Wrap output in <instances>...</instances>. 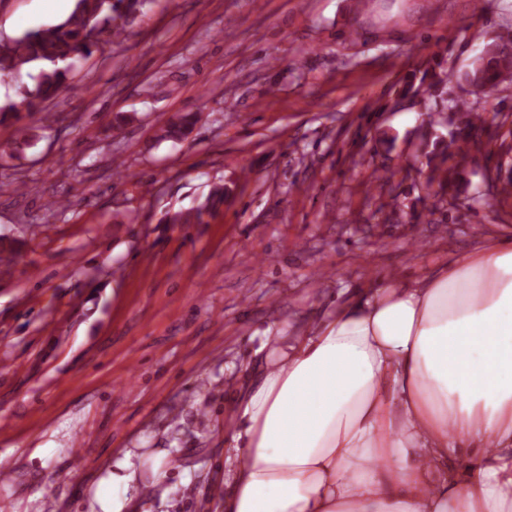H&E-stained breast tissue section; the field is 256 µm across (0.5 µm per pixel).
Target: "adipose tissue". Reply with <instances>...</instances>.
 Returning a JSON list of instances; mask_svg holds the SVG:
<instances>
[{
	"label": "adipose tissue",
	"instance_id": "obj_1",
	"mask_svg": "<svg viewBox=\"0 0 512 512\" xmlns=\"http://www.w3.org/2000/svg\"><path fill=\"white\" fill-rule=\"evenodd\" d=\"M224 512H512V237L274 337Z\"/></svg>",
	"mask_w": 512,
	"mask_h": 512
}]
</instances>
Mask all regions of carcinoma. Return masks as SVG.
Returning <instances> with one entry per match:
<instances>
[{
    "label": "carcinoma",
    "mask_w": 512,
    "mask_h": 512,
    "mask_svg": "<svg viewBox=\"0 0 512 512\" xmlns=\"http://www.w3.org/2000/svg\"><path fill=\"white\" fill-rule=\"evenodd\" d=\"M142 5L143 0H76L74 10L63 21L29 31L15 39L0 40V78L17 77L30 66L40 67L34 89L19 87L27 111H39L43 104L55 99L64 90L76 62L92 55L111 21L118 17L127 22L134 20ZM509 58L512 59V46L500 44L490 56L476 59L466 73L456 75L448 72L438 62L436 66L440 71L426 70L420 77L413 73L403 81L404 96L421 103L429 97L438 98L443 103L438 110L440 114L466 113L448 138L438 137L425 143L429 174L421 183V189L443 207L457 208L461 205V186L452 177L449 161L457 154L489 147L500 137L499 133L490 132L483 113L474 111L466 100L452 95L448 85L455 80L492 89L512 84V77L503 76L501 71L502 62ZM199 116L198 112L173 116L159 127L157 138L173 142L184 139L198 122ZM222 203L224 188L216 187L206 203L196 208L194 215L176 213L170 217V221L202 224L203 217L213 214Z\"/></svg>",
    "instance_id": "cac0c4a2"
}]
</instances>
